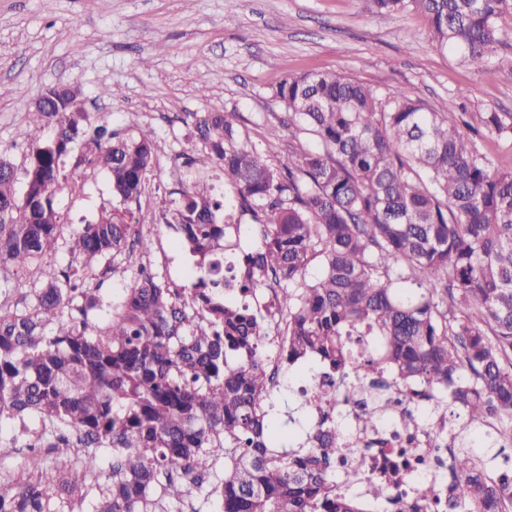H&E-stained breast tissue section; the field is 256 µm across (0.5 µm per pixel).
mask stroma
Instances as JSON below:
<instances>
[{"label":"stroma","instance_id":"1","mask_svg":"<svg viewBox=\"0 0 512 512\" xmlns=\"http://www.w3.org/2000/svg\"><path fill=\"white\" fill-rule=\"evenodd\" d=\"M321 70L411 90L435 111L452 101L469 112L512 113V64L459 65L432 48L416 10L378 14L364 0H0V155L24 167L26 113L45 87L75 82L85 112L153 138L157 161L140 205L158 211L190 173L183 113L233 110L256 145L285 143L288 117L268 91ZM103 87L110 96L100 97ZM69 183L60 202L68 235L112 202L103 173L73 170ZM142 232L154 241L151 270L184 284L193 257L165 225Z\"/></svg>","mask_w":512,"mask_h":512}]
</instances>
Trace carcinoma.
<instances>
[{"label":"carcinoma","instance_id":"obj_1","mask_svg":"<svg viewBox=\"0 0 512 512\" xmlns=\"http://www.w3.org/2000/svg\"><path fill=\"white\" fill-rule=\"evenodd\" d=\"M366 2L376 13L420 10L433 45L463 64L512 61L500 26L512 0ZM79 94L51 85L27 113L23 181L0 156V423H41L0 488V512H75L86 502L89 512H183L203 493L212 512H364L336 490L359 480L361 461L331 469L347 438L325 387L383 371L400 387L448 392L425 410L440 416L437 436L459 445L447 512H512V169L482 151L490 136L512 141L511 112H458L452 101L432 112L408 89L334 71L272 86L293 128L286 149L251 144L237 112H187L197 176L162 218L195 272L177 286L142 265L106 305L87 270L151 253L139 227L156 214L131 203L156 148L82 111ZM68 163L105 172L117 204L69 239L78 265L49 275L20 309L10 278L56 249ZM216 168L258 237L232 284L226 201L207 177ZM263 285L286 312L282 327L249 299ZM273 332L274 358L265 353ZM308 359L315 407L300 403L308 427L287 446L301 420L276 415L272 396L284 384L274 376L294 378ZM450 407L466 422L446 426ZM386 413L378 401L357 422L374 429ZM423 416L412 411L399 427ZM103 456L110 477L89 501ZM440 494L434 483L417 489L424 512Z\"/></svg>","mask_w":512,"mask_h":512}]
</instances>
